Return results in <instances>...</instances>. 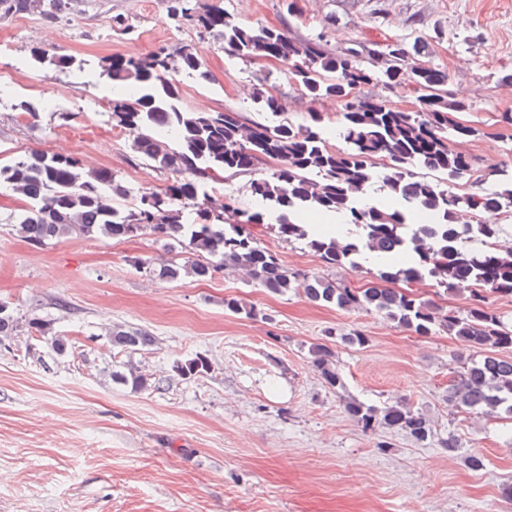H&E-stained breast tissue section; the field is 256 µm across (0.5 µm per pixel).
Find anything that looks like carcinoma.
I'll return each mask as SVG.
<instances>
[{"label":"carcinoma","mask_w":512,"mask_h":512,"mask_svg":"<svg viewBox=\"0 0 512 512\" xmlns=\"http://www.w3.org/2000/svg\"><path fill=\"white\" fill-rule=\"evenodd\" d=\"M78 5L77 0H0V19L31 14L55 20ZM166 17L208 34L231 58L280 63L312 103L339 101L343 112L338 135L345 147L330 145L324 116L315 110L309 112V124L295 126L286 121L246 123L232 111L179 109L182 88L175 75L212 79L191 43L161 46L140 58L111 55L102 59L101 72L117 90L109 100L112 127L135 133L131 151L172 173L171 182L143 191L132 208L121 210L116 201L127 198L129 190L112 169L88 167L68 153L32 151L0 168V183L26 202L8 223L35 247L63 237L122 241L149 233L171 250L178 246L194 255L184 262L134 258L135 266L156 279L206 280L218 268L230 269L271 294L300 288L316 304L373 310L419 336L441 329L478 353L465 360L463 371L448 386V404L512 418V324L488 306L485 296L512 297V246L500 244L502 225L486 219L488 214L512 213V167L499 171L493 190H454L453 184L471 179L475 168L472 156L450 147L448 138L472 141L478 129L458 120L467 105L443 92L448 73L423 60L425 45L391 40L369 50L363 64L358 51L325 49L277 26L245 25L207 0H166ZM29 60L59 72L74 64L72 58L41 46L30 48ZM407 73L418 94L415 110L361 93L367 85L393 92L405 84ZM254 102L274 116L284 111L281 97L262 77L257 78ZM377 158L386 160L381 171L374 169ZM263 161L272 167L260 172ZM416 167L438 171L448 183L420 178ZM226 172L254 174L251 194L280 212L279 237L304 241L327 266H354L355 258L365 254L387 265L376 280L359 288L288 270L251 231L265 223V211L243 212L232 199L220 201L206 192L205 181ZM374 179L386 195L377 204L365 201ZM298 210L320 218L342 214L359 234L340 238L311 220L301 224L291 219ZM468 236L481 239L485 247H466ZM424 278L435 280L447 293L469 289L471 304L463 312L439 308L409 287ZM399 281L407 287H395ZM224 310L255 315V308L237 297L224 299ZM23 333L38 338L57 356L74 353V344L58 333L52 320L23 316L11 303L0 301V343ZM106 339L125 356L104 368L112 382L134 391L159 388L134 362V355L154 346L155 336L115 324ZM309 354L323 382L342 388L335 350L316 343ZM211 369L210 359L196 353L174 362L170 372L185 380ZM345 411L365 431L382 426L420 443L434 437L429 419L405 401L373 407L349 400Z\"/></svg>","instance_id":"carcinoma-1"}]
</instances>
